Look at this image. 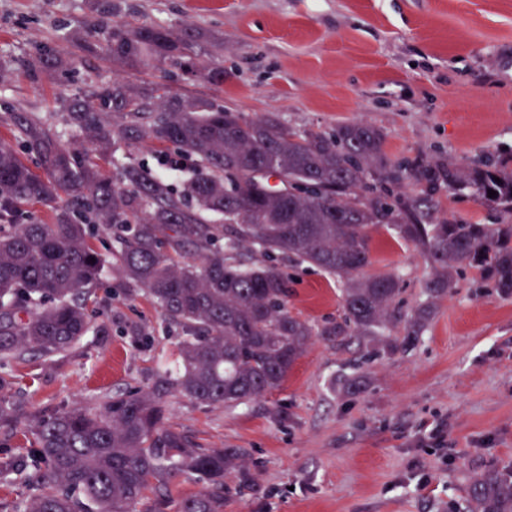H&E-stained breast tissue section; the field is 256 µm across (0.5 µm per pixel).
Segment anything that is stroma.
<instances>
[{
	"mask_svg": "<svg viewBox=\"0 0 512 512\" xmlns=\"http://www.w3.org/2000/svg\"><path fill=\"white\" fill-rule=\"evenodd\" d=\"M192 27L213 41L224 82L174 68L116 72L103 47L75 66L35 74L45 50L72 53L70 33L104 22ZM0 138L22 115L64 145L82 136L59 100L95 101L119 79L207 98L249 116L273 112L296 129L363 121L385 134L395 161H512V0H0ZM135 160L176 186L195 171L144 141L119 142L103 172ZM435 215L455 224H512V214L470 191L440 189ZM365 275L393 274L402 315L423 299L427 256L372 230ZM288 307L301 319L339 318L335 276L288 261ZM105 269L88 304L108 335L85 336L54 360L28 354L0 364L8 402L27 412L100 408L147 388L182 334L144 295H124ZM390 336L314 337L279 388L246 404L171 399L167 424L214 448H241L253 483L224 512H448L487 467L512 471V297L472 269L436 302L410 345Z\"/></svg>",
	"mask_w": 512,
	"mask_h": 512,
	"instance_id": "35a3bbf8",
	"label": "stroma"
}]
</instances>
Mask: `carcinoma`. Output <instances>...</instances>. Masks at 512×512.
I'll return each mask as SVG.
<instances>
[{
    "instance_id": "cac0c4a2",
    "label": "carcinoma",
    "mask_w": 512,
    "mask_h": 512,
    "mask_svg": "<svg viewBox=\"0 0 512 512\" xmlns=\"http://www.w3.org/2000/svg\"><path fill=\"white\" fill-rule=\"evenodd\" d=\"M101 33L118 71L169 64L224 81L223 66L204 59L206 39L190 29L107 24ZM64 63L50 50L33 67L49 72ZM97 98L61 100L87 144L81 150L23 116L14 119L16 143L0 140V359L21 361L31 351L53 359L90 332L107 334L86 295L104 265L96 231L119 227L113 270L127 294L144 292L181 327L178 366L160 370L150 390L115 394L99 410L37 417L33 448L11 456L5 470L15 480L36 478V488L11 512H132L149 494L154 512H166L177 475L198 478L202 488L176 512H224L226 479L234 473L240 485L251 482L245 453L204 447L166 424L169 399L245 404L276 390L312 337L392 329L399 279L362 275L372 229L387 226L436 270L404 327L407 345L464 267L512 296V225L435 222L431 212L440 188L469 190L512 212V167L393 162L384 133L369 124L298 132L274 114L228 112L210 99L121 81L102 85ZM119 138L164 144L197 174L181 191L139 163L109 176L98 159ZM21 149L37 155L44 175L24 163ZM63 195L83 219L65 206L52 224L17 223L23 207L51 206ZM279 257L343 280L342 319L318 326L292 314L288 282L273 264ZM464 501L466 512H512V475L486 470Z\"/></svg>"
}]
</instances>
